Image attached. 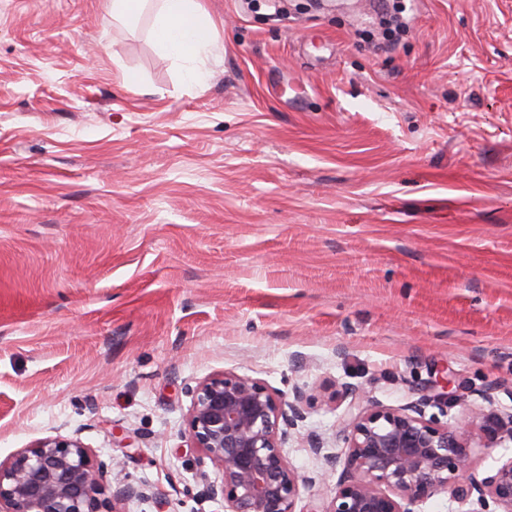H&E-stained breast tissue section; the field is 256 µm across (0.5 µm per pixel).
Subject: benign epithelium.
Masks as SVG:
<instances>
[{
  "label": "benign epithelium",
  "instance_id": "1",
  "mask_svg": "<svg viewBox=\"0 0 512 512\" xmlns=\"http://www.w3.org/2000/svg\"><path fill=\"white\" fill-rule=\"evenodd\" d=\"M188 434L220 470L202 480L198 496L224 501L227 512H297L299 488L315 477L290 467L285 445L305 420L312 395L296 387L285 398L263 382L231 372L207 377L190 389ZM496 388L483 390L486 407L468 418L427 415L430 401L398 407L366 398L357 387L340 418L346 444L344 477L324 512H417L446 493L471 501L479 512L493 503L512 512V457L488 474L473 472L467 427L485 448L512 442V412L496 406ZM309 450L328 465L322 438L310 435ZM152 495L122 471L93 459L77 437L46 438L0 461V512H121L118 506Z\"/></svg>",
  "mask_w": 512,
  "mask_h": 512
}]
</instances>
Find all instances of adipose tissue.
Wrapping results in <instances>:
<instances>
[{
  "mask_svg": "<svg viewBox=\"0 0 512 512\" xmlns=\"http://www.w3.org/2000/svg\"><path fill=\"white\" fill-rule=\"evenodd\" d=\"M154 35L171 56L195 60L211 52L215 44L212 24L199 0H155Z\"/></svg>",
  "mask_w": 512,
  "mask_h": 512,
  "instance_id": "ef3b65f1",
  "label": "adipose tissue"
}]
</instances>
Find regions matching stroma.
Listing matches in <instances>:
<instances>
[{
  "mask_svg": "<svg viewBox=\"0 0 512 512\" xmlns=\"http://www.w3.org/2000/svg\"><path fill=\"white\" fill-rule=\"evenodd\" d=\"M202 3L197 86L152 7L0 0V460L77 436L125 512H224L187 389L234 372L318 389L324 512L345 387L512 411V0H400L384 47L378 0Z\"/></svg>",
  "mask_w": 512,
  "mask_h": 512,
  "instance_id": "1",
  "label": "stroma"
}]
</instances>
